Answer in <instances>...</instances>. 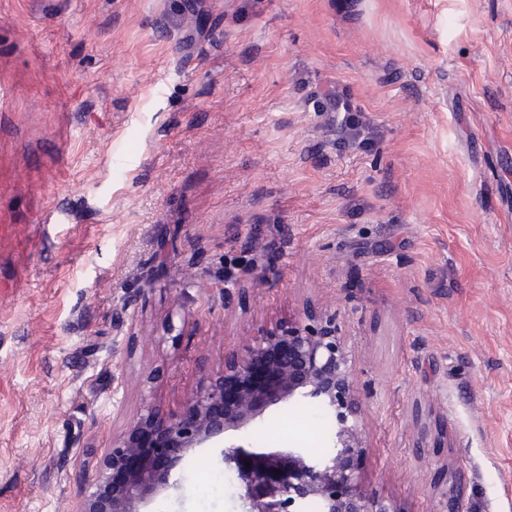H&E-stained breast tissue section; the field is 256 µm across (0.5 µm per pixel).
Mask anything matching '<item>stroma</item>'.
Here are the masks:
<instances>
[{
  "label": "stroma",
  "mask_w": 512,
  "mask_h": 512,
  "mask_svg": "<svg viewBox=\"0 0 512 512\" xmlns=\"http://www.w3.org/2000/svg\"><path fill=\"white\" fill-rule=\"evenodd\" d=\"M0 76V512H81L147 407L307 314L366 491L512 512V0H0ZM223 469L192 449L146 512H241Z\"/></svg>",
  "instance_id": "obj_1"
}]
</instances>
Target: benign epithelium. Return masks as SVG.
<instances>
[{
    "mask_svg": "<svg viewBox=\"0 0 512 512\" xmlns=\"http://www.w3.org/2000/svg\"><path fill=\"white\" fill-rule=\"evenodd\" d=\"M355 368L336 324L294 323L254 337L224 363V374L202 388L182 412L151 411L166 445L145 468L137 460L136 423L112 448L108 466L90 488L81 512H139L169 484L192 448H218L241 489L242 512H303L309 501L323 512H395L362 489V410L355 398ZM300 401L333 415L329 451L321 457L293 444L254 447L241 440L272 410Z\"/></svg>",
    "mask_w": 512,
    "mask_h": 512,
    "instance_id": "1",
    "label": "benign epithelium"
}]
</instances>
